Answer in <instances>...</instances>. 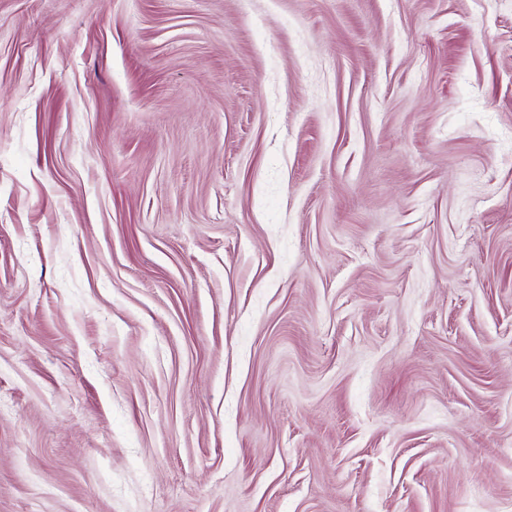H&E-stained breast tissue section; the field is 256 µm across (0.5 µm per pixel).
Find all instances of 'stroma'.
Segmentation results:
<instances>
[{
    "label": "stroma",
    "mask_w": 512,
    "mask_h": 512,
    "mask_svg": "<svg viewBox=\"0 0 512 512\" xmlns=\"http://www.w3.org/2000/svg\"><path fill=\"white\" fill-rule=\"evenodd\" d=\"M0 512H512V0H0Z\"/></svg>",
    "instance_id": "35a3bbf8"
}]
</instances>
